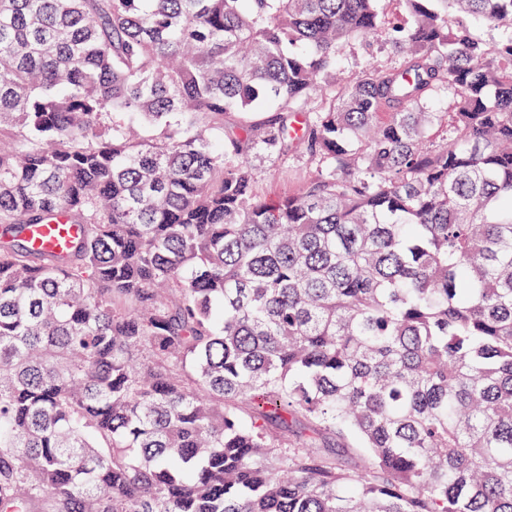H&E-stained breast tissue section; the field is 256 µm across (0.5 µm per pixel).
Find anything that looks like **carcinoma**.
<instances>
[{"label":"carcinoma","mask_w":512,"mask_h":512,"mask_svg":"<svg viewBox=\"0 0 512 512\" xmlns=\"http://www.w3.org/2000/svg\"><path fill=\"white\" fill-rule=\"evenodd\" d=\"M401 2L0 0V512H512V0ZM344 63L347 69H355L356 65H360L363 61L369 58V54L374 57L381 65L390 64L391 56L387 51L383 50L378 44L371 47H365L364 44L356 40H351L342 50ZM249 158L255 170V190L261 197L296 193L314 171L305 159L272 153L261 143L251 149ZM79 233L77 224H40L31 229V243L39 251H60Z\"/></svg>","instance_id":"carcinoma-1"}]
</instances>
